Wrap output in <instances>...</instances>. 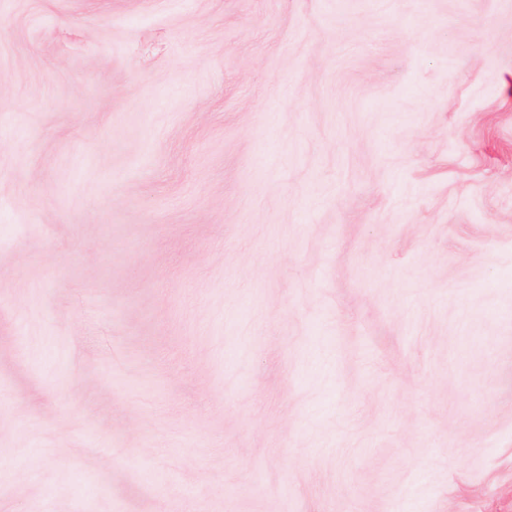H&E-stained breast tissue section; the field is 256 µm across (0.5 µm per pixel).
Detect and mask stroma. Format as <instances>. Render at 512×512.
<instances>
[{"instance_id":"1","label":"stroma","mask_w":512,"mask_h":512,"mask_svg":"<svg viewBox=\"0 0 512 512\" xmlns=\"http://www.w3.org/2000/svg\"><path fill=\"white\" fill-rule=\"evenodd\" d=\"M0 512H512V0H0Z\"/></svg>"}]
</instances>
